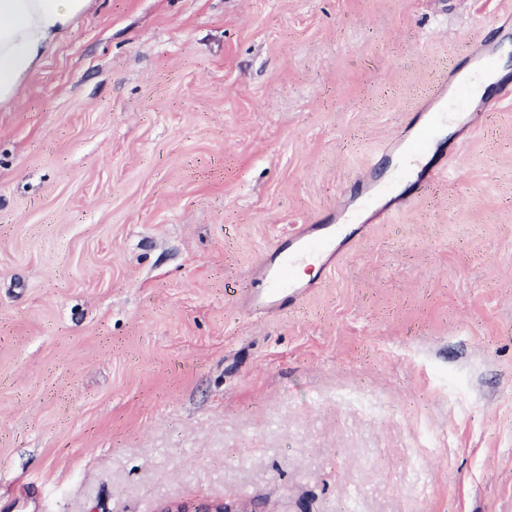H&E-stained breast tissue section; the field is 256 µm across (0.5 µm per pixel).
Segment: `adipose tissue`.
<instances>
[{
  "instance_id": "ef3b65f1",
  "label": "adipose tissue",
  "mask_w": 512,
  "mask_h": 512,
  "mask_svg": "<svg viewBox=\"0 0 512 512\" xmlns=\"http://www.w3.org/2000/svg\"><path fill=\"white\" fill-rule=\"evenodd\" d=\"M95 0H0V109L58 42L89 13Z\"/></svg>"
}]
</instances>
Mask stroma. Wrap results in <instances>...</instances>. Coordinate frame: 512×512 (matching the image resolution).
I'll list each match as a JSON object with an SVG mask.
<instances>
[{
    "instance_id": "35a3bbf8",
    "label": "stroma",
    "mask_w": 512,
    "mask_h": 512,
    "mask_svg": "<svg viewBox=\"0 0 512 512\" xmlns=\"http://www.w3.org/2000/svg\"><path fill=\"white\" fill-rule=\"evenodd\" d=\"M489 56L512 0L81 18L0 110V512H512V103L407 164ZM306 224L349 233L248 310ZM347 228L336 224H315L294 229L256 268V280L264 288L245 295L249 310L278 311L286 301L298 300L306 291L304 284L291 276L301 263L322 267L336 253V237L345 236Z\"/></svg>"
}]
</instances>
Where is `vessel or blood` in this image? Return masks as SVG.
Listing matches in <instances>:
<instances>
[{
    "mask_svg": "<svg viewBox=\"0 0 512 512\" xmlns=\"http://www.w3.org/2000/svg\"><path fill=\"white\" fill-rule=\"evenodd\" d=\"M346 233L345 227L335 224H318L291 231L256 268L255 278L262 287L246 294L245 306L271 312L279 310L286 302L298 300L306 287L293 278L295 267L307 262L323 266L336 252L337 237Z\"/></svg>",
    "mask_w": 512,
    "mask_h": 512,
    "instance_id": "b4317fda",
    "label": "vessel or blood"
}]
</instances>
